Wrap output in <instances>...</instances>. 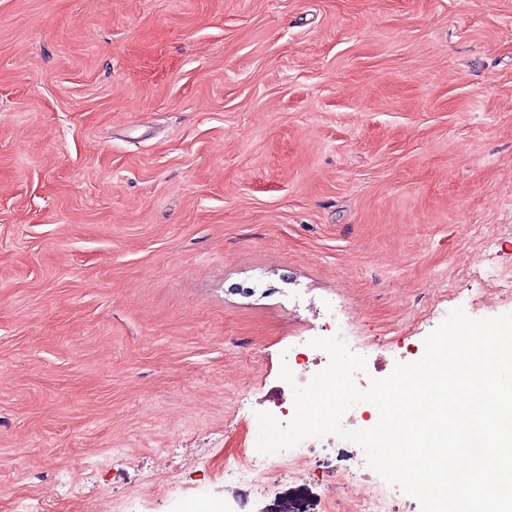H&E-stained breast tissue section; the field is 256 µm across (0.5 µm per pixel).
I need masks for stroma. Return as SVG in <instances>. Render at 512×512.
I'll return each instance as SVG.
<instances>
[{
  "instance_id": "stroma-1",
  "label": "stroma",
  "mask_w": 512,
  "mask_h": 512,
  "mask_svg": "<svg viewBox=\"0 0 512 512\" xmlns=\"http://www.w3.org/2000/svg\"><path fill=\"white\" fill-rule=\"evenodd\" d=\"M505 280L512 0H0V512L223 507L313 305L383 378Z\"/></svg>"
}]
</instances>
